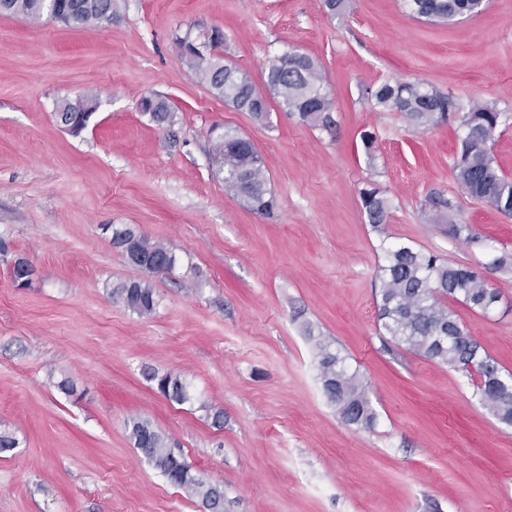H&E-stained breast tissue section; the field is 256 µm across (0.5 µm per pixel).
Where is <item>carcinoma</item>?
<instances>
[{
    "label": "carcinoma",
    "instance_id": "obj_1",
    "mask_svg": "<svg viewBox=\"0 0 512 512\" xmlns=\"http://www.w3.org/2000/svg\"><path fill=\"white\" fill-rule=\"evenodd\" d=\"M61 10L74 26H87L112 20V0H60ZM408 13L419 19L453 21L459 16L472 15L483 8V0H403ZM22 15L32 20L41 17V0H0V12ZM202 81L224 103L248 112L258 121L268 119L270 107L267 94L311 127L328 128L333 123L332 98L324 87L320 63L298 51L267 72V92H261L252 78L243 70L230 66L215 68L205 56L189 51L185 54ZM375 105L399 112L406 122L417 128H426L449 121L457 110L456 103L447 95L430 90L419 82H384L371 94ZM97 99L86 97L74 104L61 106L57 119L66 123L77 107L97 109ZM142 113L159 126L173 122L174 113L161 100L145 97L141 100ZM464 135L459 155L454 164L455 178L471 196L485 200L498 210L512 214V178L499 174L493 167L490 144L499 123V113L489 105H477L459 118ZM213 160L224 173V185L242 199L255 213L274 214L277 199L268 187L262 160L254 145L243 136L229 130L216 136L213 142ZM368 223L380 228L389 216V200L379 188L368 186L360 191ZM112 246L125 259L136 258V267L152 274L163 268L152 265L156 260L168 264L173 271L178 263L172 248L155 243L128 224L114 225ZM379 249L383 263L379 267L381 303L379 317L385 332L411 352L431 361L444 364L475 376L476 393L482 405L492 411L498 420L512 425V374L501 373L497 364L481 349L448 309L445 301L452 299L483 314L493 309L499 295L489 288L485 278L476 271L454 266L439 257L398 245L383 238ZM112 299L132 313L145 317L156 307V293L148 280L121 281L112 285ZM319 357V376L324 392L340 415L347 405L357 402L364 406L358 424L372 425L370 410L357 374L348 373L343 360L331 350V343L316 339ZM160 393L178 405L196 401L191 382L181 374H153ZM130 435L143 456L163 474L181 471L175 486L189 498L197 500L208 512H224V490L193 472L183 457L173 458L168 439L149 422L134 420Z\"/></svg>",
    "mask_w": 512,
    "mask_h": 512
}]
</instances>
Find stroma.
Here are the masks:
<instances>
[{
	"instance_id": "35a3bbf8",
	"label": "stroma",
	"mask_w": 512,
	"mask_h": 512,
	"mask_svg": "<svg viewBox=\"0 0 512 512\" xmlns=\"http://www.w3.org/2000/svg\"><path fill=\"white\" fill-rule=\"evenodd\" d=\"M215 28L216 56L261 89L282 53L317 58L334 126L275 102L261 123L216 97L176 45ZM395 80L464 112L494 105L491 157L512 177V0L449 25L409 16L402 0H345L336 14L324 0H112L111 21L85 27L0 13V432L18 441L0 452V512H200L135 448V419L222 486L224 512H512V427L464 373L395 344L378 318L381 238L471 268L496 307L447 306L512 373V271L488 267L512 257V216L457 183L458 121L417 128L374 104L370 90ZM88 94L98 108L71 134L56 112ZM147 96L168 102L173 125L142 113ZM216 126L254 143L273 217L225 189ZM370 184L390 201L379 231L360 199ZM452 222L472 238H450ZM108 224L178 255L151 278V316L109 294L144 273ZM20 258L34 269L25 288L11 278ZM318 335L358 374L372 426L328 401ZM152 371L185 375L223 427L169 402Z\"/></svg>"
}]
</instances>
